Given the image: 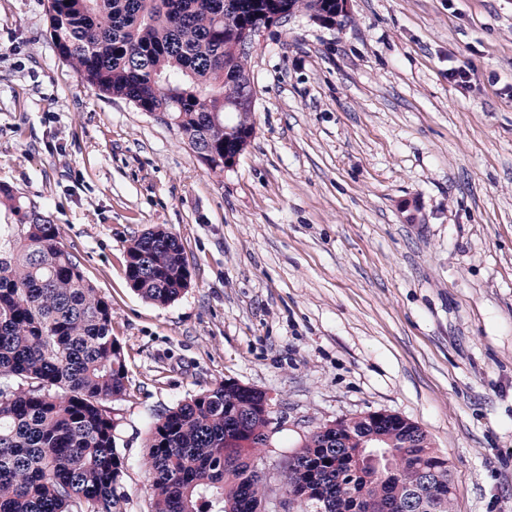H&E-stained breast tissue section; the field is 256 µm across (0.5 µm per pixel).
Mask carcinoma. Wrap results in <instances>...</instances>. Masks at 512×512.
<instances>
[{"label": "carcinoma", "instance_id": "obj_1", "mask_svg": "<svg viewBox=\"0 0 512 512\" xmlns=\"http://www.w3.org/2000/svg\"><path fill=\"white\" fill-rule=\"evenodd\" d=\"M289 14L335 0H51L59 58L101 93L145 109L224 171L225 125H256L244 102L249 59L237 32L279 6ZM0 512H120L126 494L116 422L104 402L127 391L112 309L59 239L46 212L0 186ZM130 287L158 305L191 280L178 237L163 228L129 240ZM264 392L222 382L150 426L152 512H261L268 486L257 460L268 439ZM376 431L398 451L381 469L349 450ZM311 512H451L448 460L419 427L392 414L341 419L308 436L281 474Z\"/></svg>", "mask_w": 512, "mask_h": 512}]
</instances>
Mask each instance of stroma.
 <instances>
[{
	"instance_id": "35a3bbf8",
	"label": "stroma",
	"mask_w": 512,
	"mask_h": 512,
	"mask_svg": "<svg viewBox=\"0 0 512 512\" xmlns=\"http://www.w3.org/2000/svg\"><path fill=\"white\" fill-rule=\"evenodd\" d=\"M251 75L254 139L216 174L80 81L43 0H0V185L47 210L112 307L123 512L150 510L152 420L225 380L270 398L272 498L310 432L387 411L447 458L453 512H512V0H349L335 27L298 13ZM154 226L190 264L166 305L125 276Z\"/></svg>"
}]
</instances>
